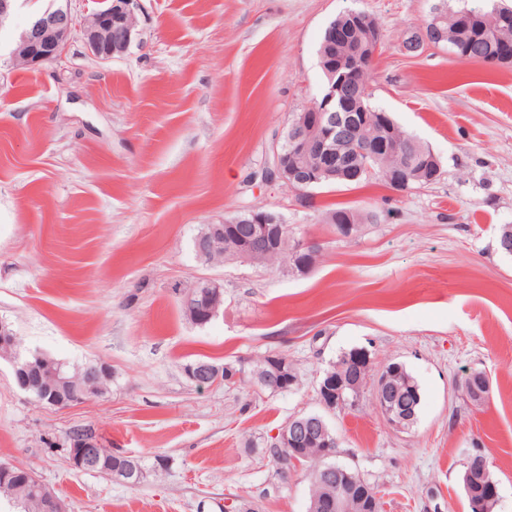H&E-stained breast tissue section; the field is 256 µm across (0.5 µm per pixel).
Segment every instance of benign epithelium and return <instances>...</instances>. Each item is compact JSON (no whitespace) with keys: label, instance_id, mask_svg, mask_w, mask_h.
I'll use <instances>...</instances> for the list:
<instances>
[{"label":"benign epithelium","instance_id":"1","mask_svg":"<svg viewBox=\"0 0 512 512\" xmlns=\"http://www.w3.org/2000/svg\"><path fill=\"white\" fill-rule=\"evenodd\" d=\"M145 12L142 0H112V6L104 13H94L83 18L75 13L70 0H52L51 4L39 13L30 15L27 25L18 33L11 57L25 65H36L61 61L67 51L71 37L80 33L90 55L98 62L106 63L124 55L139 35L138 15ZM348 24L339 25L330 31V43L345 47L350 46L358 30L367 31L368 46L357 45L343 57L331 72L327 73L326 91L321 102L311 103L305 111L293 117L286 132L287 144L283 148L273 147L272 163L262 170V180L269 183H281L288 186L301 203H307L311 188L326 180L355 179L361 175L353 162L356 154L375 159L392 151L388 141L370 134L360 142L350 139V133L364 126L365 114L362 112H337L330 109L336 96H344V81H336V73L344 70L349 75H356L371 65L379 48L381 35L377 28L366 24L363 14L350 11L347 13ZM443 40V34L436 25L426 27L404 42V48L410 53L420 51L426 45L437 46ZM418 163L403 159V163L392 169L386 178L390 188L404 194L409 190L408 171ZM238 224L251 225V244L241 251L248 255L256 250L271 253L275 251L283 237L284 221L271 211L253 209L236 220ZM319 247L311 238L297 240L295 256L299 265L307 271L311 268L309 257ZM195 250L199 258L211 262L216 254L224 253V224H207L195 237ZM208 288L214 298L224 294L223 286L211 279H200L188 289L183 297L189 320L202 325L218 314L212 308L207 316H202L195 308L194 289ZM14 380L17 386L34 394L32 382L49 377L54 381L55 390L51 403L55 406L73 405L84 401L78 394L71 393L77 386L83 393H90L100 387V382L110 377L108 367L96 363L85 367L79 381L67 377L62 370V363L57 362L41 352L21 358L15 354L10 358ZM187 377L200 389L208 388L221 382L222 369L201 363L189 368ZM378 401L385 409V416L390 425L403 428L411 421L408 413L391 406L388 378L383 377L378 383ZM309 420L290 418L272 437L270 447L281 448L288 445L298 446L308 437ZM112 451L99 447L87 438L71 448V464L85 471L95 470ZM110 476L128 485L141 481L143 471L136 460L129 456L114 465ZM346 487L361 483V476L346 466L330 467L323 471L322 485L326 494L323 500L329 504L331 512H369L376 509L378 495L370 497L336 492V485ZM43 512H65L63 501L47 485L40 488Z\"/></svg>","mask_w":512,"mask_h":512}]
</instances>
